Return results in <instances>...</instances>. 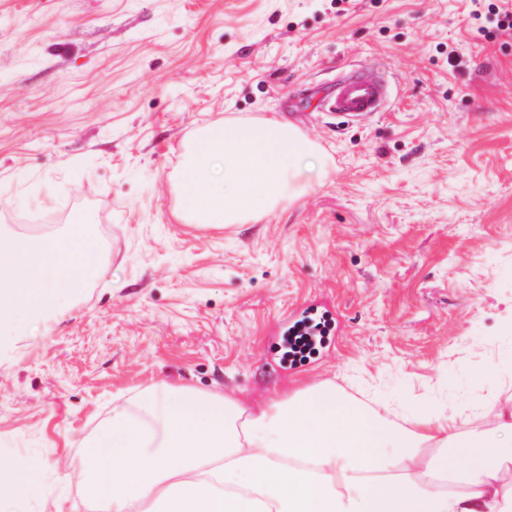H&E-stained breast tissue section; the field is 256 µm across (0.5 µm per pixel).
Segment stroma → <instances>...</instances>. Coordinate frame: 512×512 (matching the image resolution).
Returning a JSON list of instances; mask_svg holds the SVG:
<instances>
[{"mask_svg":"<svg viewBox=\"0 0 512 512\" xmlns=\"http://www.w3.org/2000/svg\"><path fill=\"white\" fill-rule=\"evenodd\" d=\"M465 0H0V232L92 214L82 296L0 348V456L43 476L28 512H89L66 476L114 405L159 384L255 407L331 381L392 420L512 398V37ZM461 58L449 64V48ZM382 65V111L323 112ZM278 117L312 184L250 224L181 218L202 131ZM320 355L275 346L306 308Z\"/></svg>","mask_w":512,"mask_h":512,"instance_id":"stroma-1","label":"stroma"}]
</instances>
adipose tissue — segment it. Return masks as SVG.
<instances>
[{"label": "adipose tissue", "instance_id": "obj_1", "mask_svg": "<svg viewBox=\"0 0 512 512\" xmlns=\"http://www.w3.org/2000/svg\"><path fill=\"white\" fill-rule=\"evenodd\" d=\"M92 224L40 244L0 234V340L79 294ZM467 410L404 426L328 381L256 411L162 388L114 406L74 472L94 512H512V404L485 429L465 427Z\"/></svg>", "mask_w": 512, "mask_h": 512}]
</instances>
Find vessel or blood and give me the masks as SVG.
<instances>
[{"label":"vessel or blood","mask_w":512,"mask_h":512,"mask_svg":"<svg viewBox=\"0 0 512 512\" xmlns=\"http://www.w3.org/2000/svg\"><path fill=\"white\" fill-rule=\"evenodd\" d=\"M389 82L381 71H354L342 75L333 94L324 102L327 112L358 117L380 111Z\"/></svg>","instance_id":"obj_1"}]
</instances>
